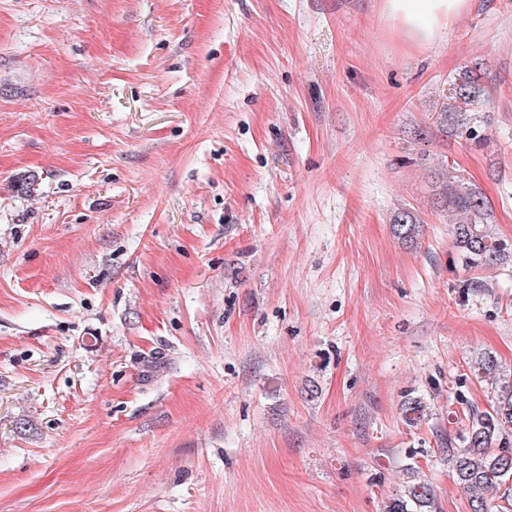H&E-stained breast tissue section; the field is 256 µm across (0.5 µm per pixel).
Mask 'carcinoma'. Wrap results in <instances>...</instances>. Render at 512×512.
Listing matches in <instances>:
<instances>
[{"instance_id":"obj_1","label":"carcinoma","mask_w":512,"mask_h":512,"mask_svg":"<svg viewBox=\"0 0 512 512\" xmlns=\"http://www.w3.org/2000/svg\"><path fill=\"white\" fill-rule=\"evenodd\" d=\"M480 67L463 70L439 95L431 119L441 131L456 128L466 139L479 137L477 111L486 90L481 85ZM437 204L454 220V244L468 269H485L512 256L507 244L494 236L490 213L483 193L456 171L448 170L437 186ZM394 235L414 243L422 232L419 217L408 209L395 212L391 219ZM475 372L491 382L490 408L482 409L458 397L461 410L455 413L457 434L448 437L449 464L453 480L471 494V512H512V374L504 373L492 356L475 362ZM423 401L409 398L403 418L415 424L425 416ZM434 501V490L427 483L408 486L406 494L391 499L384 512H427Z\"/></svg>"}]
</instances>
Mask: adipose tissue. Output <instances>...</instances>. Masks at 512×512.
<instances>
[{
	"instance_id": "adipose-tissue-1",
	"label": "adipose tissue",
	"mask_w": 512,
	"mask_h": 512,
	"mask_svg": "<svg viewBox=\"0 0 512 512\" xmlns=\"http://www.w3.org/2000/svg\"><path fill=\"white\" fill-rule=\"evenodd\" d=\"M470 0H382L381 15L407 46L431 47L448 35Z\"/></svg>"
}]
</instances>
